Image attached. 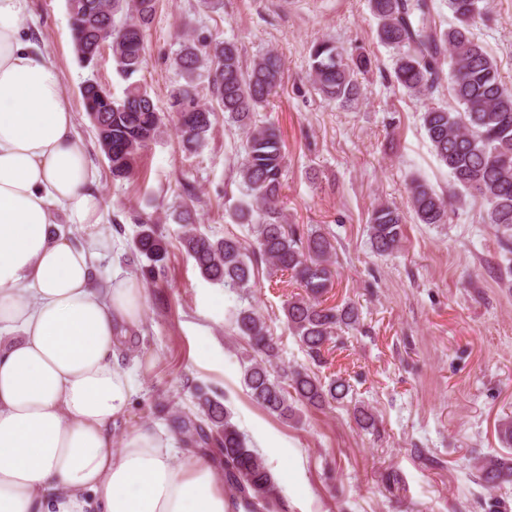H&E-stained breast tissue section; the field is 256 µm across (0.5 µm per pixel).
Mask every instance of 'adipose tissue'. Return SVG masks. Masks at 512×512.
I'll list each match as a JSON object with an SVG mask.
<instances>
[{"mask_svg": "<svg viewBox=\"0 0 512 512\" xmlns=\"http://www.w3.org/2000/svg\"><path fill=\"white\" fill-rule=\"evenodd\" d=\"M22 9L0 0V512H230L208 458L174 462L148 427L113 446L145 297L130 276L95 282L98 168ZM61 219L84 238L53 233Z\"/></svg>", "mask_w": 512, "mask_h": 512, "instance_id": "1", "label": "adipose tissue"}]
</instances>
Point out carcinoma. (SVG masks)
Listing matches in <instances>:
<instances>
[{
    "instance_id": "1",
    "label": "carcinoma",
    "mask_w": 512,
    "mask_h": 512,
    "mask_svg": "<svg viewBox=\"0 0 512 512\" xmlns=\"http://www.w3.org/2000/svg\"><path fill=\"white\" fill-rule=\"evenodd\" d=\"M453 24L445 27L434 15L432 0H369L379 41L395 50L393 82L407 95L430 101L422 125L431 150L448 169L452 189L438 192L413 177L408 188L409 213L419 224H446L456 206L479 200L482 220L494 231L504 254H512V89L497 64L475 39L476 19L489 15V0H446ZM157 0H66L73 51L85 68H94L101 45H109L118 74L126 81L123 96L96 79L80 87L81 100L109 163L113 179H128L137 159L173 122L182 149L196 153L214 130L216 112L246 134L238 176L246 189L229 217L246 224L253 243L233 234L212 240L193 227L191 211L184 222L181 245L200 274L230 289L254 283V265L265 262L270 273L289 272L303 293L291 297L283 312L288 329L310 361L322 364V350L345 331H356L360 313L352 304L326 307L322 296L332 287L331 259L336 247L319 230H303L286 222L279 208L284 168L283 145L273 125L256 123L257 112L279 81L282 60L267 52L243 65L233 41L211 40L184 46L173 66L184 79L169 92V111H159L146 86L135 79L145 64V31L153 22ZM309 77L316 91L341 106L360 95L358 75L372 67L366 55L346 59L328 39L310 49ZM206 82L209 102H201L199 85ZM457 103L450 109L436 100L443 90ZM406 212L381 203L372 210L368 236L372 251L393 253L404 239ZM148 265L143 273L164 267L169 250L155 225L141 224L135 240ZM234 335L250 348L242 382L250 398L283 422L296 421L304 408L342 404L351 392L349 381L323 380L309 366L281 367L278 345L265 319L252 308L229 310ZM352 416L364 431L376 429L375 416L354 406ZM175 431L189 448L224 459V492L239 512H287L288 505L263 456L248 444L233 422L231 409L216 396L197 389L194 409L176 417ZM474 477L487 490L512 483V455L483 454L472 458ZM266 492L265 500L254 489Z\"/></svg>"
}]
</instances>
